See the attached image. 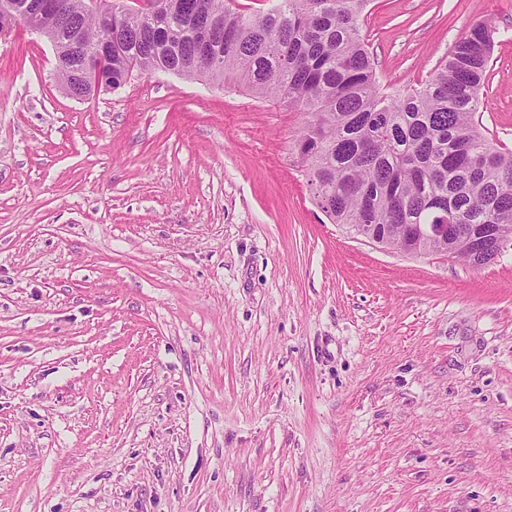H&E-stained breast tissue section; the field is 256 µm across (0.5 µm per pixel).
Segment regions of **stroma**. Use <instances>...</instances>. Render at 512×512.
Masks as SVG:
<instances>
[{"mask_svg":"<svg viewBox=\"0 0 512 512\" xmlns=\"http://www.w3.org/2000/svg\"><path fill=\"white\" fill-rule=\"evenodd\" d=\"M383 84L472 24L512 148V0H372ZM297 113L164 72L81 99L0 41V512H512V250L329 223Z\"/></svg>","mask_w":512,"mask_h":512,"instance_id":"obj_1","label":"stroma"}]
</instances>
